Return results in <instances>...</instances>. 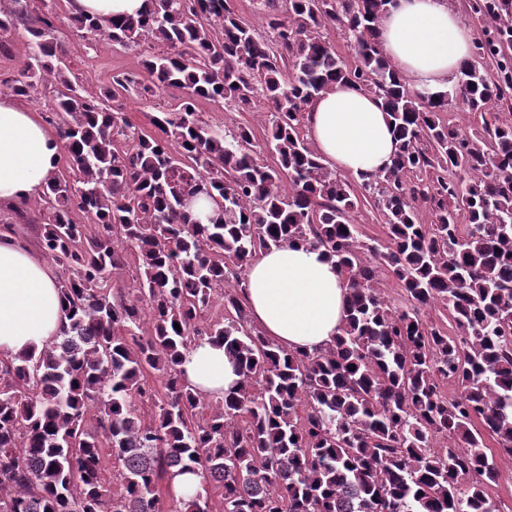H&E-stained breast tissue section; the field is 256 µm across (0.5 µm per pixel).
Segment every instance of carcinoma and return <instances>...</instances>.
<instances>
[{
	"instance_id": "cac0c4a2",
	"label": "carcinoma",
	"mask_w": 512,
	"mask_h": 512,
	"mask_svg": "<svg viewBox=\"0 0 512 512\" xmlns=\"http://www.w3.org/2000/svg\"><path fill=\"white\" fill-rule=\"evenodd\" d=\"M389 3L261 0L269 41L229 0H146L105 26L58 0L87 43L141 50L140 97L173 94L148 131L116 105L133 80L88 89L46 0H0V48L23 38L0 86L50 94L61 156L35 221L68 271L60 335L0 361V512H162L159 483L195 469L200 489L170 512H211L214 488L222 512H500L484 448L512 456V0H469L479 66L426 91L380 52ZM328 25L352 59L322 37ZM338 83L381 98L398 142L384 171L344 177L305 138V106ZM201 100L263 101V139L211 127ZM457 101L477 126L443 119ZM187 193L211 212L183 207ZM368 199L380 237L354 223ZM293 243L336 260L349 288L341 332L318 352L282 349L243 299L252 259ZM130 265L131 287L113 289ZM204 337L240 376L220 400L182 378Z\"/></svg>"
}]
</instances>
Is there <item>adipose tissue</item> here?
<instances>
[{"instance_id":"1","label":"adipose tissue","mask_w":512,"mask_h":512,"mask_svg":"<svg viewBox=\"0 0 512 512\" xmlns=\"http://www.w3.org/2000/svg\"><path fill=\"white\" fill-rule=\"evenodd\" d=\"M378 30L383 54L416 89L452 84L476 40L451 0H392ZM306 133L340 173L382 170L395 150L381 100L350 83L336 84L307 106ZM60 154L56 131L37 112L0 97V207L38 199ZM246 279L250 317L266 336L288 350L332 344L345 318L347 286L320 251L290 245L264 252ZM65 321L52 268L16 242L0 240V358L42 349ZM182 369L193 390L214 399L239 379L223 345L208 339L189 349Z\"/></svg>"}]
</instances>
